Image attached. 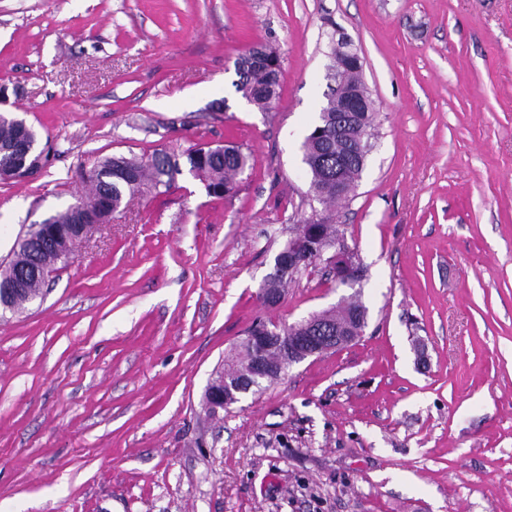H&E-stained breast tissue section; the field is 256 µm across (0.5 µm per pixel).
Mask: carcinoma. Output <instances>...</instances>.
Segmentation results:
<instances>
[{"instance_id":"1","label":"carcinoma","mask_w":512,"mask_h":512,"mask_svg":"<svg viewBox=\"0 0 512 512\" xmlns=\"http://www.w3.org/2000/svg\"><path fill=\"white\" fill-rule=\"evenodd\" d=\"M280 63L277 57L266 55L264 64H250L241 70L238 90L249 103L257 109L266 111L276 98L279 86ZM25 120L0 114V177L19 179L21 159L4 148L16 141L20 133L30 140H39L33 126H24ZM349 148L336 134V99L328 97L321 108L318 120L302 143V164L309 178V193L320 203L327 206L338 201L336 186L351 189L361 176L364 166L354 160L344 166L341 174H336V161L340 160ZM189 171L205 184L207 192L216 196L232 190L237 176L248 167V156L234 145H226L221 151L209 146L195 147L187 152ZM182 165L178 159L166 152L155 151L148 156L125 157L111 156L102 159L93 169L81 173L83 182L90 191L86 200L95 198L112 209L121 207L128 195L145 190L162 194L175 185V176L181 173ZM323 234L322 247L332 245L336 240V225L330 217L310 218ZM53 237L54 243L42 245L38 242H26L21 238L18 248L9 262L0 265V285L6 284L20 274L26 275L22 289L5 295L0 292V311L18 313L28 304L43 297L46 274L59 262L66 264L72 258V244L75 236V214L71 209L51 216L43 222ZM362 307L359 301L350 302V307L334 311L332 321L344 334L350 326L351 311ZM243 363L224 370L213 380L211 388L204 395V404L211 402L212 390L224 391V378L241 377Z\"/></svg>"}]
</instances>
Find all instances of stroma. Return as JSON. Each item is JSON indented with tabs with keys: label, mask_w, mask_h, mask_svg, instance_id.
Listing matches in <instances>:
<instances>
[{
	"label": "stroma",
	"mask_w": 512,
	"mask_h": 512,
	"mask_svg": "<svg viewBox=\"0 0 512 512\" xmlns=\"http://www.w3.org/2000/svg\"><path fill=\"white\" fill-rule=\"evenodd\" d=\"M341 36L377 114L327 208L301 145ZM254 45L281 61L264 112L236 88ZM0 113L53 148L0 178V263L103 158L249 156L233 196L185 172L126 198L0 320V512H512V0H0ZM325 213L365 279L321 259L261 305ZM353 296L355 342L206 414L253 323ZM303 232V225L300 227V230L296 232L292 237L289 238L284 247L280 250L279 253L283 251H288V257L281 256L279 259L276 256V266L275 270L278 275L288 274L294 271L300 265V255L305 253L302 250L303 241L301 239H297V234H301Z\"/></svg>",
	"instance_id": "obj_1"
}]
</instances>
